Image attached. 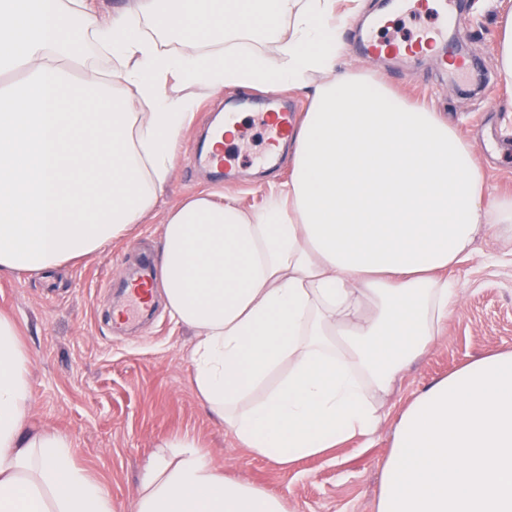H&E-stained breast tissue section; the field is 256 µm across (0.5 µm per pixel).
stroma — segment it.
Listing matches in <instances>:
<instances>
[{"label":"stroma","instance_id":"obj_1","mask_svg":"<svg viewBox=\"0 0 512 512\" xmlns=\"http://www.w3.org/2000/svg\"><path fill=\"white\" fill-rule=\"evenodd\" d=\"M364 4L341 36L344 69L372 74L408 101L427 102L474 144L488 197L512 196V86L498 76L496 64L498 17L512 0H467L466 56L478 69L466 83L429 58L408 65L361 55L354 39L366 14L383 2ZM233 101L245 115L246 154L231 184L189 168L187 159ZM259 106L250 89L198 98L193 122L176 145L177 163L160 208L199 192L219 201L234 197L249 209L266 203L272 184L286 181L290 168L284 153L272 168L250 161L266 142L251 117ZM162 230L157 216L52 274L0 275V314L14 320L29 359L27 429L65 437L75 464L108 489L112 512H133L143 466L159 446L181 436L194 438L231 478L280 498L287 512H374L395 426L414 396L471 360L512 349V245L486 235L477 239L469 261L449 270L459 302L441 336L381 401L377 431L281 468L241 448L200 400L190 358L193 333L164 304L144 324H108L106 315L120 303L117 290L130 272L145 259H160Z\"/></svg>","mask_w":512,"mask_h":512}]
</instances>
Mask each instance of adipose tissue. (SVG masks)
<instances>
[{
    "label": "adipose tissue",
    "mask_w": 512,
    "mask_h": 512,
    "mask_svg": "<svg viewBox=\"0 0 512 512\" xmlns=\"http://www.w3.org/2000/svg\"><path fill=\"white\" fill-rule=\"evenodd\" d=\"M343 24L336 0H132L109 16L102 0H0V75L24 74L0 85V273L55 270L145 223L195 96L313 87L288 181L257 210L205 193L170 208L158 278L194 332L199 397L283 467L374 434L379 398L457 303L449 269L479 235L512 239V198L488 201L453 124L337 71ZM275 35L278 60L244 48ZM88 43L115 67L74 79ZM30 399L17 327L0 316V512H112L64 437L25 433ZM135 512L286 510L185 436L145 466ZM375 512H512V349L413 398Z\"/></svg>",
    "instance_id": "obj_1"
}]
</instances>
